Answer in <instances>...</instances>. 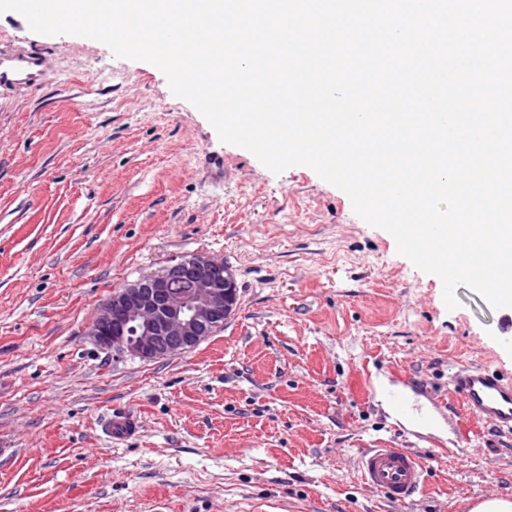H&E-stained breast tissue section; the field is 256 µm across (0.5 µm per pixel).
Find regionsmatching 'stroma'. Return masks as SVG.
Masks as SVG:
<instances>
[{
  "label": "stroma",
  "mask_w": 512,
  "mask_h": 512,
  "mask_svg": "<svg viewBox=\"0 0 512 512\" xmlns=\"http://www.w3.org/2000/svg\"><path fill=\"white\" fill-rule=\"evenodd\" d=\"M0 51L41 53L0 86V512H469L512 498V435L469 415L462 366L512 377V313L439 277L313 169L276 174L220 140L164 73L0 13ZM205 254L238 309L195 349L142 360L88 334L116 289ZM401 396L405 424L379 398ZM121 408L136 436L111 443ZM363 448L419 454L396 506Z\"/></svg>",
  "instance_id": "35a3bbf8"
}]
</instances>
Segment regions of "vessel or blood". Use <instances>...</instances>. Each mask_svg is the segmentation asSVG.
<instances>
[{"mask_svg": "<svg viewBox=\"0 0 512 512\" xmlns=\"http://www.w3.org/2000/svg\"><path fill=\"white\" fill-rule=\"evenodd\" d=\"M38 54L0 53V85L30 84L39 78ZM452 389L466 411L496 432H512V379L487 368H460L451 379ZM138 421L129 413L114 410L109 422L111 439L120 442L133 436ZM361 481L394 504H413L425 483L426 466L417 454L399 448H367L357 458Z\"/></svg>", "mask_w": 512, "mask_h": 512, "instance_id": "vessel-or-blood-1", "label": "vessel or blood"}]
</instances>
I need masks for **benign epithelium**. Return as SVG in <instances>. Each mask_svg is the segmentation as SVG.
Returning a JSON list of instances; mask_svg holds the SVG:
<instances>
[{
  "label": "benign epithelium",
  "mask_w": 512,
  "mask_h": 512,
  "mask_svg": "<svg viewBox=\"0 0 512 512\" xmlns=\"http://www.w3.org/2000/svg\"><path fill=\"white\" fill-rule=\"evenodd\" d=\"M175 281H186L190 288L175 291ZM237 305L230 269L196 254L114 291L98 309L89 335L102 349L143 360L165 358L196 348Z\"/></svg>",
  "instance_id": "7a95c632"
}]
</instances>
